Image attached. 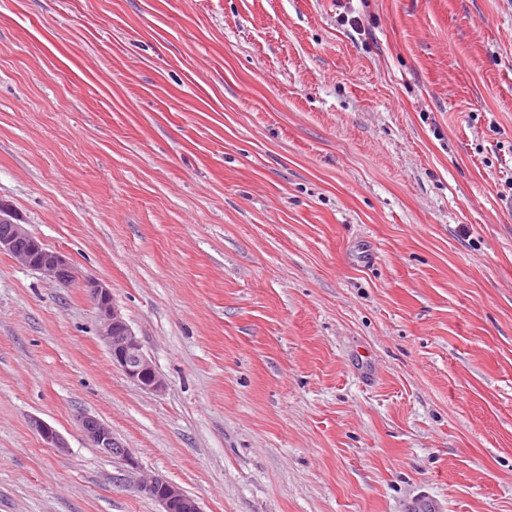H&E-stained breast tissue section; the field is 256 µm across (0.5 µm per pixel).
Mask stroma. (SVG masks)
I'll return each mask as SVG.
<instances>
[{"label": "stroma", "mask_w": 512, "mask_h": 512, "mask_svg": "<svg viewBox=\"0 0 512 512\" xmlns=\"http://www.w3.org/2000/svg\"><path fill=\"white\" fill-rule=\"evenodd\" d=\"M0 203V512H512V0H0ZM20 222L8 207L0 204V253H9L61 287L68 288L76 280L68 258L60 251L46 247ZM81 287L97 310L98 336L107 346L112 364L141 389L161 391L164 381L143 351L140 340L115 306L111 289L93 278L84 279ZM79 425L85 437L95 448H99L107 455L122 458L127 462L132 461L129 448H125L114 437L112 429L105 422L90 415H83L79 419ZM135 483L139 491L158 502L160 512H202L196 499L162 476L136 477Z\"/></svg>", "instance_id": "35a3bbf8"}]
</instances>
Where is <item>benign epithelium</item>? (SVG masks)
I'll use <instances>...</instances> for the list:
<instances>
[{"instance_id": "1", "label": "benign epithelium", "mask_w": 512, "mask_h": 512, "mask_svg": "<svg viewBox=\"0 0 512 512\" xmlns=\"http://www.w3.org/2000/svg\"><path fill=\"white\" fill-rule=\"evenodd\" d=\"M2 252H7L28 267L40 271L63 288L69 287L76 280L74 268L63 253L46 247L20 223V219L9 208L0 205V253ZM81 287L97 310L98 336L107 346L112 364L141 389L153 392L162 390L163 379L143 351L140 340L115 306L111 289L93 278L83 280ZM31 424L34 431L52 447H64L63 439L48 423L35 418ZM79 425L94 447L107 455L133 462L129 449L114 437L112 429L105 422L83 415L79 419ZM135 483L139 491L158 502L160 512H202L196 499L159 475L138 477Z\"/></svg>"}]
</instances>
